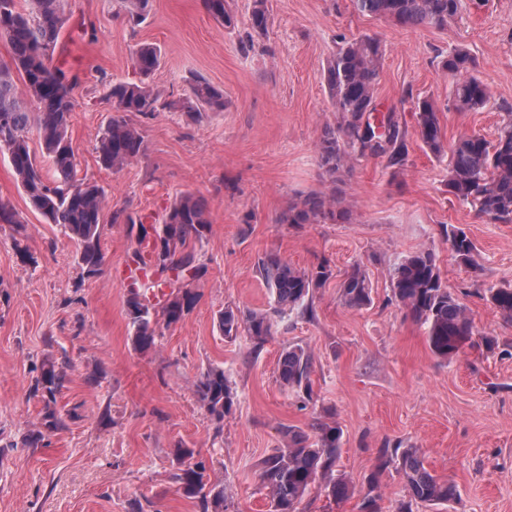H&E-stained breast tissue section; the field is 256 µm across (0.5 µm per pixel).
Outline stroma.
<instances>
[{"label":"stroma","instance_id":"obj_1","mask_svg":"<svg viewBox=\"0 0 512 512\" xmlns=\"http://www.w3.org/2000/svg\"><path fill=\"white\" fill-rule=\"evenodd\" d=\"M237 19L227 28L201 0H150L144 22L119 15L118 0H66L54 63L79 77L69 134L79 177L120 206L154 220L183 194L202 197L210 228L195 249L208 272L198 301L165 328L153 348L135 350L120 277L136 246L125 225L105 224V264L86 276L76 246L29 205L7 154L0 152V201L27 224L17 237L0 224V512H199L173 475L177 449L206 458L211 483L227 487L236 512H268L259 462L281 447L288 428L307 429L327 412L342 431L337 464L352 486L335 503L314 490L304 512H359L361 492L379 449L416 447L432 474L453 482L455 500L414 512H512V322L485 300L486 288L512 284V223L488 221L448 191V166L423 146L414 104L435 102L447 141L477 133L494 140L498 102H512V0L464 7L446 28L403 27L365 16L352 0H267L268 26L243 51L251 0H228ZM375 35L386 45L376 87L379 111L396 107L407 131L408 161L362 159L333 185L318 163L326 126L339 120L324 70L340 37ZM161 50L150 77L164 109L132 115L144 151L123 169L101 168L97 142L111 120L108 86L135 80L137 44ZM457 48L478 61L489 103L456 111L440 59ZM223 89L229 105L197 121L180 110L193 77ZM338 191L348 224H281L289 201ZM447 227L476 244L480 275L458 263L443 241ZM26 248L33 262L21 261ZM433 248L445 285L458 295L480 333L499 350L465 348L435 357L425 330L392 297L389 273L405 256ZM276 253L333 276L313 295V313L275 320L261 349L249 337L225 338V306L271 310L258 264ZM361 266L373 293L353 310L341 283ZM312 356L315 402L304 407L278 381L282 354ZM65 373L53 408L63 425L43 424L32 394L46 364ZM223 368L237 404L215 424L195 394L207 368Z\"/></svg>","mask_w":512,"mask_h":512}]
</instances>
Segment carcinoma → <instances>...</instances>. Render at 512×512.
<instances>
[{"instance_id": "1", "label": "carcinoma", "mask_w": 512, "mask_h": 512, "mask_svg": "<svg viewBox=\"0 0 512 512\" xmlns=\"http://www.w3.org/2000/svg\"><path fill=\"white\" fill-rule=\"evenodd\" d=\"M123 17L136 26L149 11L150 0H122ZM355 8L378 19L406 27L443 28L463 7V0H353ZM207 13L226 27L236 25L227 0H202ZM65 23L62 0H25L17 8L16 0H0V38L10 46L11 62L0 63V150L8 153L16 179L29 203L48 224L62 226L76 245V257L86 273L101 272L104 254L101 246L104 188L77 178L76 158L69 128L74 108L78 77L52 63ZM268 24L266 0H252L248 18L250 32L243 48L254 47L252 33H262ZM386 53L383 41L372 35L340 38L324 72V80L334 111L340 114L335 126H327L318 146L319 165L331 184L351 171L355 160L384 158L387 166L406 164L407 132L395 109L377 115L376 86ZM161 51L153 44H140L131 55L132 68L139 82H114L108 99L112 119L96 147L98 160L106 169L119 170L144 151L143 137L129 115L152 114L159 110L160 95L146 80L160 64ZM444 75L453 85L457 110L476 111L490 99L487 85L477 76L476 58L458 48L441 60ZM37 103V111L29 102ZM228 106L224 91L203 78L190 86L183 109L200 118L204 112H222ZM503 115L498 137L490 142L479 135H463L453 143L445 141L438 109L433 101L416 103L415 112L420 140L439 161L449 159L448 193L471 204L479 215L497 223H512V103H498ZM37 133L42 155L31 152L29 134ZM352 212L341 206L336 196L313 192L290 204L277 218L279 224L348 223ZM111 223L137 229L136 241L152 245L151 267L160 275L152 287L170 288L163 304L156 307L137 290L139 282L129 285L127 309L132 342L136 349L152 348L161 335L160 324L180 322L196 305L194 281L207 268L200 262L190 241L206 237L211 221L202 198L185 195L176 201L156 224H147L124 207L112 211ZM0 224H14L17 232L26 225L7 204L0 203ZM451 256L474 270L476 247L461 229L446 235ZM259 271L274 305L284 319L293 314L312 315L314 290L332 275L321 264L310 272L294 268L278 254H269L259 262ZM393 297L409 315L425 327L428 345L437 357L451 360L467 346L479 344L492 352L498 338L479 334L466 307L443 283L432 248L420 249L405 257L390 272ZM486 299L504 320L512 322V285L489 287ZM342 302L361 309L372 302V288L363 272L355 266L346 274L341 288ZM220 331L228 338L244 334L253 347L261 348L272 335L273 323L265 311L227 307L219 314ZM312 357L302 347L288 350L280 359L278 379L281 386L295 392L302 401L312 400ZM64 380V373L50 365L36 379L34 393L45 401L43 420L49 430L62 421L50 408ZM195 392L212 420L220 424L235 403L236 393L220 368L203 372ZM282 448L266 456L258 469L260 486L266 491L270 512H303L302 502L315 484H320L336 503L350 497V482L336 475V463L342 448V432L333 422L313 418L310 432L290 429ZM174 480L184 493L198 501L200 512H231L224 489L210 484L206 461L190 448L177 454ZM391 464L397 465L405 480L408 499L394 512H413L418 504H441L454 499L455 486L431 474L418 448H384L375 471L367 480L360 512H383L380 475Z\"/></svg>"}]
</instances>
